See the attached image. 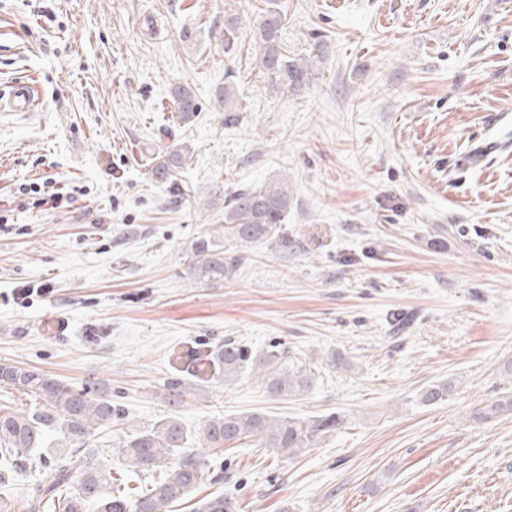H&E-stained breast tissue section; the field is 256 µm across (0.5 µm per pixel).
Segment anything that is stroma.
Returning a JSON list of instances; mask_svg holds the SVG:
<instances>
[{
	"mask_svg": "<svg viewBox=\"0 0 512 512\" xmlns=\"http://www.w3.org/2000/svg\"><path fill=\"white\" fill-rule=\"evenodd\" d=\"M278 3L289 57L319 58L288 95L256 66L265 0H0V93L28 79L43 98L0 112V364L100 378L122 418L97 460L116 466L119 442L168 415L179 350L279 344L315 368L308 393L208 378L179 409L188 431L250 411L344 425L295 459L254 437L204 452L176 512L215 494L240 512H512V415L472 418L512 392V0ZM176 85L199 100L192 122ZM174 144L186 164L155 180ZM281 175L301 248L256 245L217 287L187 279L196 240L236 251L216 199ZM49 178L77 202L35 208ZM448 379L446 401L416 403ZM173 98L182 122H189L196 117L199 111V102L190 88L187 86L175 87Z\"/></svg>",
	"mask_w": 512,
	"mask_h": 512,
	"instance_id": "35a3bbf8",
	"label": "stroma"
}]
</instances>
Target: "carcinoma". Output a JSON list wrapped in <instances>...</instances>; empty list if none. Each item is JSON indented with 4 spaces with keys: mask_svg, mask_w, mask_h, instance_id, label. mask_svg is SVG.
<instances>
[{
    "mask_svg": "<svg viewBox=\"0 0 512 512\" xmlns=\"http://www.w3.org/2000/svg\"><path fill=\"white\" fill-rule=\"evenodd\" d=\"M284 14L276 0H266L252 28L258 45L257 65L268 76L271 88L282 93L296 91L310 81L313 57L290 59L282 48ZM238 43V21L224 18V52ZM180 119L189 122L199 112L195 93L186 86L173 92ZM219 98L227 112L226 120H238L236 98L230 85H224ZM189 153L172 148L152 158L151 174L166 180L186 164ZM291 206L288 180H273L256 188H240L224 196V235L236 243L237 255L226 257L210 241L200 239L192 249L186 275L196 283L221 285L250 261L252 246L277 243L283 252L298 247L288 242L285 221ZM210 371L230 384L250 372L265 393L274 399H292L307 393L314 383L312 369L305 362L280 350L255 354L250 347L227 338L206 354ZM10 387L28 397L30 407L12 412L0 411V485L29 464L46 462L51 446L60 448L56 468L39 482L24 499L23 512H46L56 502L54 512H171L185 501L204 477L200 453L185 452L189 432L176 414L154 423L125 439L120 445L125 471L139 475L162 472L151 488L135 499L112 494V469L94 461L93 437L112 427L119 410L112 399L98 390V383L76 390L59 378L37 368L0 364V387ZM454 382L423 387L419 404L429 406L445 400ZM196 387L184 376L165 383V400L173 408L195 396ZM512 414V394L489 399L475 412V418L490 420ZM344 423L339 415L306 418H280L252 411L213 417L199 431L203 448H219L232 440L257 437L280 454L294 459L323 440ZM194 512H238V502L224 495L210 496L195 503Z\"/></svg>",
    "mask_w": 512,
    "mask_h": 512,
    "instance_id": "obj_1",
    "label": "carcinoma"
}]
</instances>
